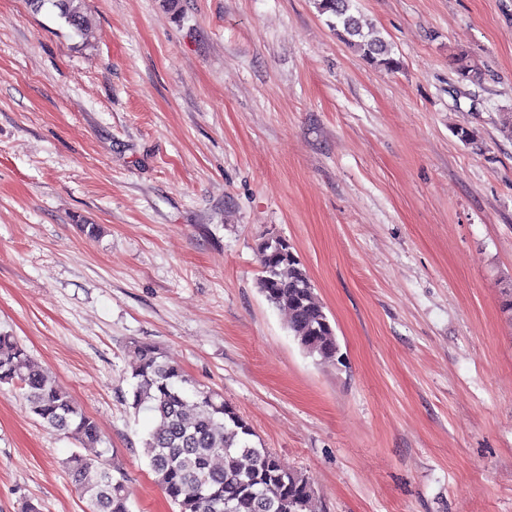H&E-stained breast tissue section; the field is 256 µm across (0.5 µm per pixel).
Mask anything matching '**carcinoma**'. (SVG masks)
I'll use <instances>...</instances> for the list:
<instances>
[{"label": "carcinoma", "mask_w": 512, "mask_h": 512, "mask_svg": "<svg viewBox=\"0 0 512 512\" xmlns=\"http://www.w3.org/2000/svg\"><path fill=\"white\" fill-rule=\"evenodd\" d=\"M28 4L36 13L55 12L77 36L88 31L84 0ZM316 5L336 34L368 62L390 71L399 68L391 45L363 19L356 0H316ZM257 253L259 291L288 314L289 330L303 351L323 362H341L335 331L288 240L264 237ZM134 356L131 407L151 412L156 422L142 440V454L177 512H311L315 487L310 478L254 444L251 425L220 394L201 387L153 344L134 343ZM0 383L22 390L30 412L50 427L89 447L98 443L96 423L7 333L0 334ZM66 466L86 501L85 512H129L120 466L100 454L78 453Z\"/></svg>", "instance_id": "obj_1"}]
</instances>
